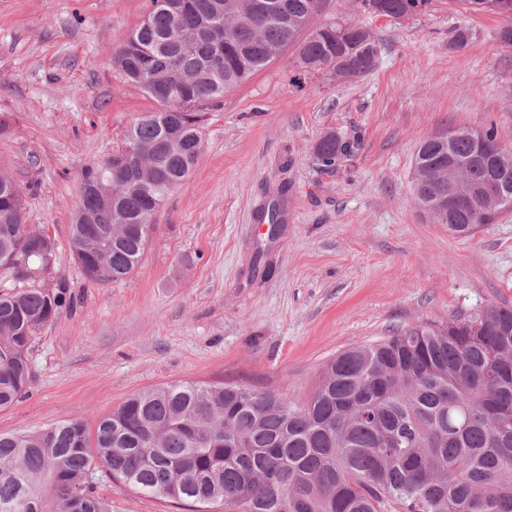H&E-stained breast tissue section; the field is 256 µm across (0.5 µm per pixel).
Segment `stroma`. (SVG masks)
<instances>
[{
  "instance_id": "stroma-1",
  "label": "stroma",
  "mask_w": 512,
  "mask_h": 512,
  "mask_svg": "<svg viewBox=\"0 0 512 512\" xmlns=\"http://www.w3.org/2000/svg\"><path fill=\"white\" fill-rule=\"evenodd\" d=\"M151 0H0V174L33 184L25 221L55 240L46 287L72 305L37 334L33 382L0 410V432L80 417L95 425L134 393L224 382L301 402L325 363L413 324L443 327L512 306V211L458 237L416 202L411 175L427 137L496 128L512 145V46L501 17L431 0L390 21L326 0L312 26L370 30L374 69L307 73L295 48L205 110L203 150L154 216L134 271L86 280L69 250L82 169L118 151L154 102L123 81L112 52ZM466 45L449 46L455 32ZM358 135L327 171L313 155L327 131ZM282 203L270 237L260 208ZM113 512H188L99 477Z\"/></svg>"
}]
</instances>
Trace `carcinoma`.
<instances>
[{
    "label": "carcinoma",
    "instance_id": "1",
    "mask_svg": "<svg viewBox=\"0 0 512 512\" xmlns=\"http://www.w3.org/2000/svg\"><path fill=\"white\" fill-rule=\"evenodd\" d=\"M152 0L112 56L157 108L127 129L133 156L81 173L69 245L85 279H125L148 245L144 226L192 172L202 151V110L291 45L309 73L355 77L375 66L372 33L341 21L310 30L322 0ZM389 17L430 0H381ZM507 14L512 0H462ZM308 31L303 40L299 34ZM356 149L331 131L314 146L325 167ZM493 198L448 211L441 192L456 174ZM419 203L457 236L512 210V149L495 128H467L419 147ZM24 188L0 177V409L32 382L36 334L66 307L68 285L39 284L56 243L25 224ZM192 512H512V309L494 307L443 328L416 324L329 360L312 397L297 404L222 383L165 384L132 395L89 433L81 418L0 433V512H112L96 473Z\"/></svg>",
    "mask_w": 512,
    "mask_h": 512
}]
</instances>
